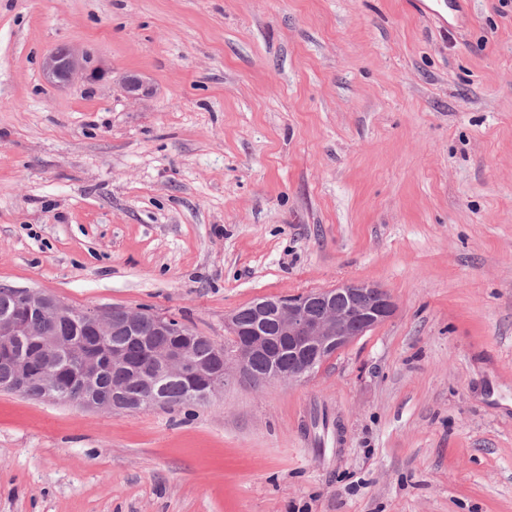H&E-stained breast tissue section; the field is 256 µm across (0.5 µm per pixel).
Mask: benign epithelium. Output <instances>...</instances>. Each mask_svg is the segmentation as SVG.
Listing matches in <instances>:
<instances>
[{
	"label": "benign epithelium",
	"mask_w": 512,
	"mask_h": 512,
	"mask_svg": "<svg viewBox=\"0 0 512 512\" xmlns=\"http://www.w3.org/2000/svg\"><path fill=\"white\" fill-rule=\"evenodd\" d=\"M82 71V62L69 47L57 48L45 59L44 75L52 84L67 85ZM122 89L132 100L147 94L145 82L138 75L127 76ZM0 294L13 297L23 311L21 315L0 318V354L13 367V376L0 382V389L24 390L35 386L44 400L95 407L85 394L63 380L57 365L62 362L75 367V377L81 387L95 384L99 380L95 351L109 352L116 362L125 360V352L111 343L110 336L115 331H132L139 328L142 321L151 320L156 326L181 336L192 334L188 327L173 324L168 318L153 313L136 310L117 313L106 308L74 311L53 296L26 288L0 286ZM363 296L374 298L367 309L358 304V299ZM250 308L255 316L254 326L250 329L240 325L236 312L225 319L230 344L219 351L218 360H192L180 347L159 348L153 352L150 366L142 372L145 394L132 403L118 401L113 404V409L138 413L163 404H174L158 392L160 383L168 376L188 380L189 396L199 402L209 401L223 390L224 382L233 378L247 383L302 381L312 376L332 355L396 312L390 293L371 281H346L334 288L288 298H262ZM31 315H62L64 320L86 327L91 336L69 341L56 333L38 329L29 321ZM22 336L37 337L36 354L25 358L16 354L15 343ZM283 342L298 355L288 372L274 368L263 375L255 374L251 368L252 356L268 354L273 346Z\"/></svg>",
	"instance_id": "1"
}]
</instances>
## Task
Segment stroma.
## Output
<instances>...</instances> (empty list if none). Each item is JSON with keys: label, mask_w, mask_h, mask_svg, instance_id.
I'll return each instance as SVG.
<instances>
[{"label": "stroma", "mask_w": 512, "mask_h": 512, "mask_svg": "<svg viewBox=\"0 0 512 512\" xmlns=\"http://www.w3.org/2000/svg\"><path fill=\"white\" fill-rule=\"evenodd\" d=\"M345 280L397 311L294 384L0 391V512H512V6L0 0V285L221 343ZM84 69L78 56L69 47L53 50L44 63L45 78L48 82L57 85L70 84L76 75L82 74Z\"/></svg>", "instance_id": "1"}]
</instances>
